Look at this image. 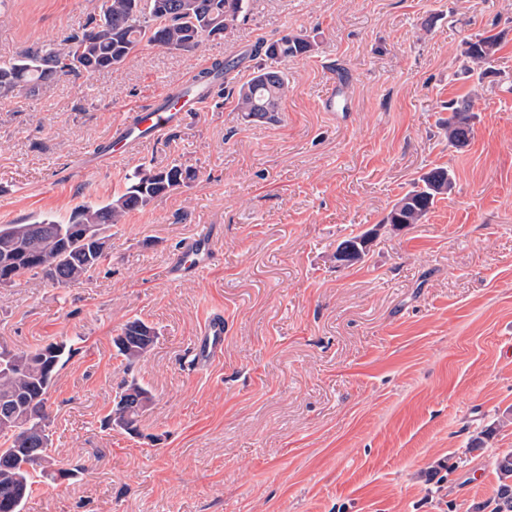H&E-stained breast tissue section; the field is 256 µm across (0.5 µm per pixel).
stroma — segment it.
Returning <instances> with one entry per match:
<instances>
[{"instance_id":"35a3bbf8","label":"stroma","mask_w":512,"mask_h":512,"mask_svg":"<svg viewBox=\"0 0 512 512\" xmlns=\"http://www.w3.org/2000/svg\"><path fill=\"white\" fill-rule=\"evenodd\" d=\"M99 5L7 0L0 61L82 31ZM287 30L314 49L289 62L278 120L244 121L233 89ZM486 31L498 51L473 62ZM218 60L237 67L205 108L83 169L128 108ZM461 100L473 133L457 148L439 121ZM175 162L198 179L114 225L87 280L0 286V342L73 343L49 405L50 453L74 475L36 483L22 512H487L512 450V0H251L197 51L146 45L0 100V224L67 222L137 166ZM436 166L448 195L385 226ZM201 224L219 228L212 267L168 282ZM369 230L366 257L337 262ZM215 310L224 355L202 370L191 349ZM135 317L159 336L129 370L112 338ZM129 376L152 394L136 435L105 424ZM499 45V36L485 32L476 36L475 41L469 42L467 54L475 62H485L496 53Z\"/></svg>"}]
</instances>
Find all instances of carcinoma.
Returning <instances> with one entry per match:
<instances>
[{"mask_svg":"<svg viewBox=\"0 0 512 512\" xmlns=\"http://www.w3.org/2000/svg\"><path fill=\"white\" fill-rule=\"evenodd\" d=\"M250 0H101L98 16L80 34L43 45L17 59L0 62V99H23L48 88L72 74H92L118 69L142 45L193 52L207 40L224 37V30L249 11ZM499 36L487 32L469 43L467 54L485 62L496 53ZM312 50L309 36L287 32L264 41L256 54L270 60L237 88V108L247 121L271 122L282 111L288 77L283 66ZM236 67L231 60L217 61L202 72L204 82L227 75ZM448 143L467 144L472 134L470 105L462 102L448 112ZM198 177L191 166L174 163L164 168L140 165L127 178L125 190L105 204L85 202L74 208L67 223L44 218L31 223L0 224V249L23 231L32 233L22 240L9 259V285L27 276H40L54 284L69 286L84 281L108 259L112 225L129 214L142 211L158 198ZM450 170L434 167L420 176L392 207L388 224H420L435 203L451 191ZM363 235H355L337 247L336 254L353 251L361 260L366 248ZM158 339L155 328L141 319L127 322L112 342L132 368L144 358ZM72 351L68 340L49 342L26 351H13L10 362L0 366V400L16 410L14 419L0 426V512H21L36 479L55 480L74 475V470L57 466L58 475H48L36 463L50 457L48 412L50 390L60 368ZM152 400L148 388L136 379L126 380L117 393L107 424L127 433L138 432L141 413L133 404ZM499 486L491 512H512V451L495 462Z\"/></svg>","mask_w":512,"mask_h":512,"instance_id":"carcinoma-1","label":"carcinoma"}]
</instances>
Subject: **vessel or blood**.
<instances>
[{
    "label": "vessel or blood",
    "instance_id": "b4317fda",
    "mask_svg": "<svg viewBox=\"0 0 512 512\" xmlns=\"http://www.w3.org/2000/svg\"><path fill=\"white\" fill-rule=\"evenodd\" d=\"M186 93L172 98L169 90L159 92L150 103L137 105L125 112L117 122L111 141L104 147L92 149L84 158V168L93 172L106 168L113 158L132 154L148 141L166 136L182 125L191 112L200 111L210 98L209 92L196 88L195 79L184 82ZM217 236L215 226L199 225L196 232L184 239L176 259L166 270L169 282L176 283L207 271L213 262V242ZM200 337L193 347L197 365L209 363L224 348V315L211 312L204 320Z\"/></svg>",
    "mask_w": 512,
    "mask_h": 512
}]
</instances>
